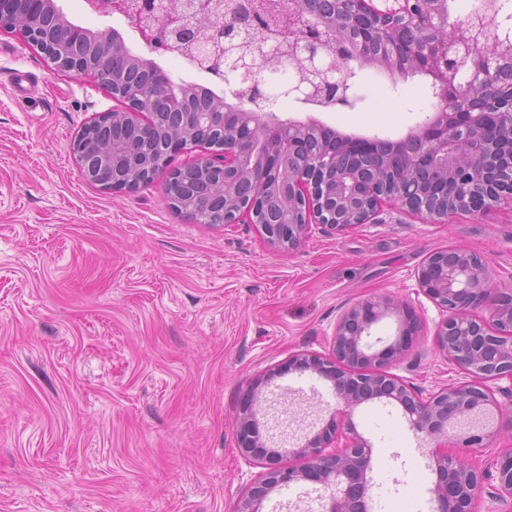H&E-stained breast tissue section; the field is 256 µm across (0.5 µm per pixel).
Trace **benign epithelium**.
<instances>
[{"instance_id": "benign-epithelium-1", "label": "benign epithelium", "mask_w": 512, "mask_h": 512, "mask_svg": "<svg viewBox=\"0 0 512 512\" xmlns=\"http://www.w3.org/2000/svg\"><path fill=\"white\" fill-rule=\"evenodd\" d=\"M97 11L129 20L153 53L173 54L181 45L195 48L190 65L220 75L224 43L238 36L237 21L224 19V0H87ZM334 12L321 23V37L342 39L359 27L369 43L357 45L356 59L371 60L391 73L428 78L438 101L433 116L409 133L407 142L388 141L379 170L370 174L336 157L369 150L373 139L336 134L316 122L282 121L261 111L268 94L253 82L245 101L229 108L215 96L201 107L198 90L175 86L150 59L135 58L141 80L112 69V53L123 43L111 31L91 33L66 21L54 0H0V32L19 35L39 50L54 70L88 76L122 108L103 112L85 124L73 145L83 177L106 190L133 191L167 172L164 192L175 208L198 223L237 224L242 217L261 227L274 250L298 248L311 219L333 232L365 223L385 202L431 217L458 211L480 212L492 203H512V75L500 61L512 59V12L502 0H477L461 22L448 21V0H394L383 10L372 0H331ZM293 56L281 54L284 39L258 47L257 56L240 62L249 71L286 61L322 67L320 42L307 26L294 28ZM380 48L373 55L371 45ZM336 91L331 76L317 86L292 80L286 93L305 99ZM217 152L169 169L173 156L193 148ZM488 264L463 249L430 253L417 269L420 291L445 320L435 345L463 377L424 398L406 380L389 372L418 336L419 321L404 303L390 297L364 300L341 315L331 352L298 354L288 369L311 371L332 383L341 404L318 432L293 453L299 467L277 465L278 451L264 442L256 418L261 382L244 394L238 425L241 453L261 460L268 471L240 501L237 512H262L270 493L307 481L332 490L325 512H369L371 446L356 430L352 411L385 400L402 408L413 430L437 440L433 512H475L485 484L512 497V452L484 469L448 451V427L493 407L512 425L488 383L512 381V289L488 288ZM489 308V316L481 314ZM398 316V336L374 350L366 342L383 316Z\"/></svg>"}]
</instances>
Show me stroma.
Masks as SVG:
<instances>
[{"label": "stroma", "instance_id": "1", "mask_svg": "<svg viewBox=\"0 0 512 512\" xmlns=\"http://www.w3.org/2000/svg\"><path fill=\"white\" fill-rule=\"evenodd\" d=\"M72 23L118 31L175 84L225 101L235 85L183 58L154 54L130 22L55 0ZM354 106L322 110L279 97L277 118L342 134L405 136L435 98L425 76L355 65ZM119 101L90 77L54 71L38 50L0 33V512H236L265 471L237 440L241 398L262 381L260 432L279 466L326 425L338 400L315 373L288 370L328 353L336 322L357 302L408 303L420 336L395 363L422 395L459 372L435 346L443 313L415 277L428 254H480L512 289V205L431 219L387 203L342 233L312 225L295 250H272L258 225L200 224L174 209L163 178L132 192L82 176L72 145ZM352 420L372 450L371 512H431L432 444L400 407L368 402ZM487 467L512 451V428L490 418ZM321 486L276 490L262 512H321Z\"/></svg>", "mask_w": 512, "mask_h": 512}]
</instances>
